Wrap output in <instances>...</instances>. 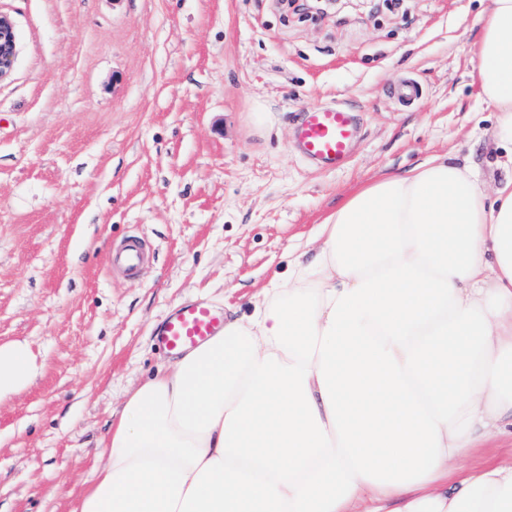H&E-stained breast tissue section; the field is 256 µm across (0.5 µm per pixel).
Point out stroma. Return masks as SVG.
Returning <instances> with one entry per match:
<instances>
[{"label":"stroma","instance_id":"1","mask_svg":"<svg viewBox=\"0 0 512 512\" xmlns=\"http://www.w3.org/2000/svg\"><path fill=\"white\" fill-rule=\"evenodd\" d=\"M492 0H0V346L39 376L0 399V512H78L128 395L171 356L156 330L199 301L251 313L360 186L430 156L491 175L476 48ZM416 79L421 96L389 94ZM357 111L349 165L294 149L301 109ZM143 237L140 275L107 251ZM17 39L14 24L0 14V80L9 76L16 56Z\"/></svg>","mask_w":512,"mask_h":512}]
</instances>
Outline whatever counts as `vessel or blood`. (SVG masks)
I'll list each match as a JSON object with an SVG mask.
<instances>
[{
    "instance_id": "vessel-or-blood-1",
    "label": "vessel or blood",
    "mask_w": 512,
    "mask_h": 512,
    "mask_svg": "<svg viewBox=\"0 0 512 512\" xmlns=\"http://www.w3.org/2000/svg\"><path fill=\"white\" fill-rule=\"evenodd\" d=\"M359 129L354 109L348 105H321L302 110L294 136L299 156L311 165L338 171L350 162ZM143 261L138 240L126 242L118 252L110 254L107 265H122L137 271ZM224 329L223 314L203 303H189L169 314L156 336L168 352L180 354L194 349Z\"/></svg>"
}]
</instances>
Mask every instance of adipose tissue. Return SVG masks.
I'll use <instances>...</instances> for the list:
<instances>
[{
    "label": "adipose tissue",
    "mask_w": 512,
    "mask_h": 512,
    "mask_svg": "<svg viewBox=\"0 0 512 512\" xmlns=\"http://www.w3.org/2000/svg\"><path fill=\"white\" fill-rule=\"evenodd\" d=\"M478 76L494 191L435 156L351 195L252 314L128 398L80 512H512V0ZM33 375L0 347V396Z\"/></svg>",
    "instance_id": "ef3b65f1"
}]
</instances>
